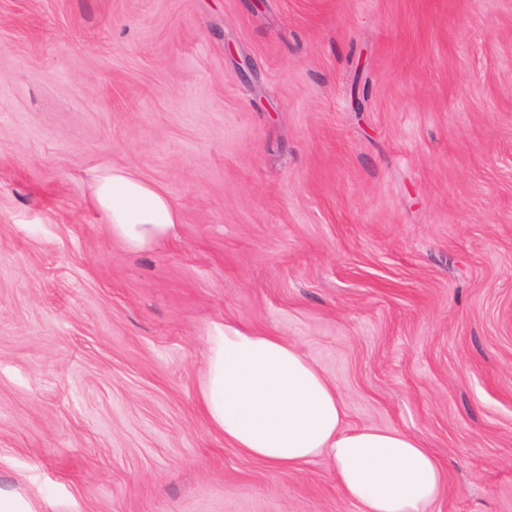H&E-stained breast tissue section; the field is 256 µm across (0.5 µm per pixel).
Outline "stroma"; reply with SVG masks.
I'll list each match as a JSON object with an SVG mask.
<instances>
[{
    "label": "stroma",
    "instance_id": "1",
    "mask_svg": "<svg viewBox=\"0 0 512 512\" xmlns=\"http://www.w3.org/2000/svg\"><path fill=\"white\" fill-rule=\"evenodd\" d=\"M117 168L179 238L134 254ZM296 343L348 425L512 512V0H0V488L35 512H358L198 403L206 331ZM92 203L106 218L112 238L133 253H145L177 236L180 212L155 185L122 169L106 170L95 181Z\"/></svg>",
    "mask_w": 512,
    "mask_h": 512
}]
</instances>
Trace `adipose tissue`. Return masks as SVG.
<instances>
[{
  "label": "adipose tissue",
  "instance_id": "obj_1",
  "mask_svg": "<svg viewBox=\"0 0 512 512\" xmlns=\"http://www.w3.org/2000/svg\"><path fill=\"white\" fill-rule=\"evenodd\" d=\"M114 240L145 253L174 239L175 202L121 169L103 172L91 192ZM199 405L225 443L281 472L327 455L341 495L360 512H427L447 474L414 436L348 426L344 401L302 350L287 339L229 323L207 330Z\"/></svg>",
  "mask_w": 512,
  "mask_h": 512
}]
</instances>
